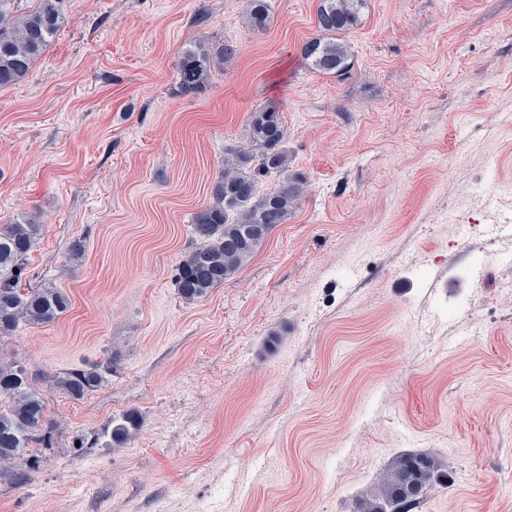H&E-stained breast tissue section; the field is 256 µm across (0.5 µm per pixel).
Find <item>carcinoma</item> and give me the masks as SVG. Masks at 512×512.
Listing matches in <instances>:
<instances>
[{
	"mask_svg": "<svg viewBox=\"0 0 512 512\" xmlns=\"http://www.w3.org/2000/svg\"><path fill=\"white\" fill-rule=\"evenodd\" d=\"M24 0H0V87L23 80L58 32L63 20V0H37L31 10ZM366 0H320L316 21L321 36L301 46V56L311 69L340 76L350 65L347 42L339 35L357 26ZM248 24L263 30L270 21L269 0H245ZM234 49L224 43L191 46L180 52L175 64L177 89L195 94L207 85L212 72L224 65ZM287 131L279 110L260 108L248 121L249 149H229L224 174L212 187V202L193 214L196 245L176 268L175 287L185 301L206 297L224 284L257 254L270 232L287 221L302 196L306 177L288 174L284 147ZM276 176L281 184L271 193L258 195L261 177ZM42 226L23 220L0 225V343L13 336L20 323L49 325L70 308V298L51 285L22 284L31 253ZM115 358L58 372L46 386L80 401L107 386ZM45 397L36 389L27 368L16 361L0 360V478L14 485L30 481L27 471L13 468L34 444L46 445L51 436ZM137 427L129 413L112 427V442L120 443ZM445 473L439 461L426 452L399 455L381 487L363 496L357 512H414L428 490Z\"/></svg>",
	"mask_w": 512,
	"mask_h": 512,
	"instance_id": "carcinoma-1",
	"label": "carcinoma"
}]
</instances>
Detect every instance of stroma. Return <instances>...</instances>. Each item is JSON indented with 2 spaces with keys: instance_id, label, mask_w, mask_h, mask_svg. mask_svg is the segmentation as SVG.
<instances>
[{
  "instance_id": "1",
  "label": "stroma",
  "mask_w": 512,
  "mask_h": 512,
  "mask_svg": "<svg viewBox=\"0 0 512 512\" xmlns=\"http://www.w3.org/2000/svg\"><path fill=\"white\" fill-rule=\"evenodd\" d=\"M318 4L271 0L257 30L243 0H65L0 87V224L41 225L27 275L71 300L0 345L53 427L0 512H357L410 452L451 474L418 512H512V0H367L339 77L300 54ZM223 42L179 94L181 49ZM265 106L304 194L184 301L192 216ZM111 356L84 400L45 387Z\"/></svg>"
}]
</instances>
